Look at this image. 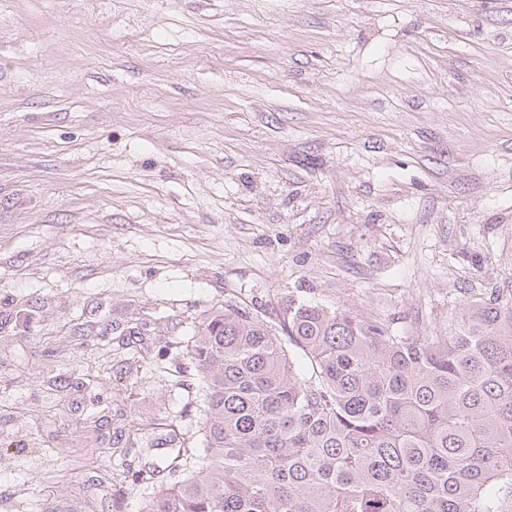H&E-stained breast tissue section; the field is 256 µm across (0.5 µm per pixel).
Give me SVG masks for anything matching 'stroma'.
<instances>
[{
	"mask_svg": "<svg viewBox=\"0 0 512 512\" xmlns=\"http://www.w3.org/2000/svg\"><path fill=\"white\" fill-rule=\"evenodd\" d=\"M512 293V0H0V512H141L195 326L444 336Z\"/></svg>",
	"mask_w": 512,
	"mask_h": 512,
	"instance_id": "stroma-1",
	"label": "stroma"
}]
</instances>
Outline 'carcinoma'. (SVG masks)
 Segmentation results:
<instances>
[{"label": "carcinoma", "instance_id": "1", "mask_svg": "<svg viewBox=\"0 0 512 512\" xmlns=\"http://www.w3.org/2000/svg\"><path fill=\"white\" fill-rule=\"evenodd\" d=\"M191 343L202 447L143 512H512V294L447 336L294 298L277 330L230 301Z\"/></svg>", "mask_w": 512, "mask_h": 512}]
</instances>
